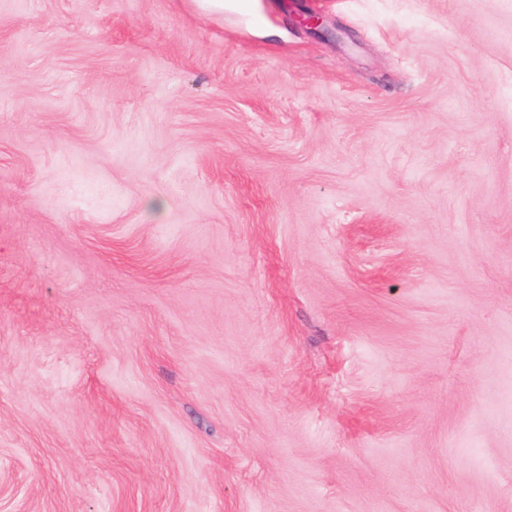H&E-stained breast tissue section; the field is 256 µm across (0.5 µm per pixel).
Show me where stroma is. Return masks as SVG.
<instances>
[{"instance_id": "1", "label": "stroma", "mask_w": 512, "mask_h": 512, "mask_svg": "<svg viewBox=\"0 0 512 512\" xmlns=\"http://www.w3.org/2000/svg\"><path fill=\"white\" fill-rule=\"evenodd\" d=\"M0 512H512V0H0Z\"/></svg>"}]
</instances>
